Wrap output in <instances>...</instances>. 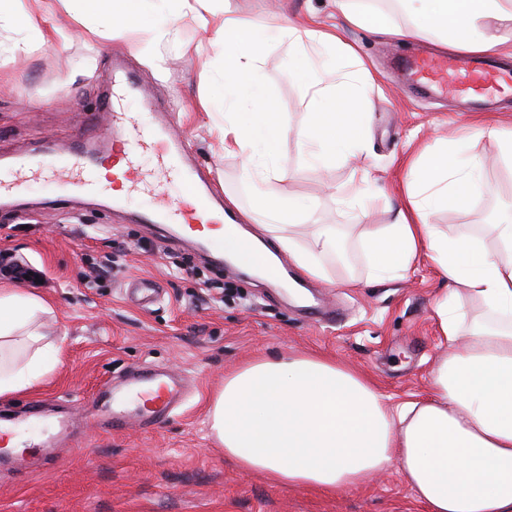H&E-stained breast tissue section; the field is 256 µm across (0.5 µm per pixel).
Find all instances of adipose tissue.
I'll return each instance as SVG.
<instances>
[{
  "mask_svg": "<svg viewBox=\"0 0 512 512\" xmlns=\"http://www.w3.org/2000/svg\"><path fill=\"white\" fill-rule=\"evenodd\" d=\"M407 25L379 10L336 0L352 25L394 40L434 38L458 51L512 54V0H400ZM278 28L298 39L278 17L243 23L225 16L217 29L224 47L225 153L244 159L252 191L250 214L261 233L276 236L308 276L324 279L326 257L337 248L336 227L315 224L316 207L282 199L272 186L282 167L272 152L287 133L255 73L265 34ZM321 45L308 83L314 105L301 144L311 165L361 150L366 122L360 82L368 68L338 71L336 60L355 56L340 34L310 30ZM333 111L320 106L325 97ZM250 113L248 123L239 113ZM494 141L512 165V120L489 121L448 139L413 161L404 179L405 203L392 223L361 241L372 281L403 275L419 249L448 278L436 315L448 353L431 374L425 395L388 406L385 396L346 365L316 354L258 358L224 379L212 401L210 434L241 468L285 486L333 491L356 486L397 465L425 512H512V223L490 225L489 238L442 232L435 211L483 195L482 164L467 155L470 138ZM314 223L311 245L281 235V223ZM224 256L258 277L269 276L275 256L260 236L224 227ZM478 299L486 313L468 321L461 296ZM48 304L21 288L0 289V397L25 390L46 370L51 348L37 323Z\"/></svg>",
  "mask_w": 512,
  "mask_h": 512,
  "instance_id": "obj_1",
  "label": "adipose tissue"
}]
</instances>
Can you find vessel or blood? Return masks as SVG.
<instances>
[{
  "label": "vessel or blood",
  "instance_id": "1",
  "mask_svg": "<svg viewBox=\"0 0 512 512\" xmlns=\"http://www.w3.org/2000/svg\"><path fill=\"white\" fill-rule=\"evenodd\" d=\"M397 66L418 87L435 93L451 89L470 96L472 104L479 107L486 105L488 94L500 89L505 80L502 65L471 57L448 56L435 63L414 55L398 59ZM139 93L135 74L113 66L104 77L98 103L104 123L94 136L78 137L65 152H46L26 169L9 170L6 177H0V200L13 198L35 178L65 195L111 197L113 206L120 207L124 196L113 195L111 183L100 177L102 168L111 165L120 168L126 194L143 190L156 195V202L140 212V223L173 231L186 242H203L209 254L223 255L224 242L213 235L227 222L223 201L211 193L185 143L174 133L171 120L146 116L141 122H132L125 102ZM164 186L181 187L182 193L160 198ZM128 392L137 398L131 413L116 403L111 386L99 390L94 403L105 430L118 431L132 421L146 430L162 428L186 396L176 378L163 369L139 371Z\"/></svg>",
  "mask_w": 512,
  "mask_h": 512
}]
</instances>
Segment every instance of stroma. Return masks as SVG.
I'll use <instances>...</instances> for the list:
<instances>
[{"label": "stroma", "instance_id": "stroma-1", "mask_svg": "<svg viewBox=\"0 0 512 512\" xmlns=\"http://www.w3.org/2000/svg\"><path fill=\"white\" fill-rule=\"evenodd\" d=\"M196 9V0H170L161 13L145 7L138 18L141 30H164L145 54L138 33L112 28L88 13L84 0H41L35 33L14 25V0H0V157L22 167L46 149L69 145L85 115L96 110L111 60L120 58L156 112L174 114L203 178L249 209L242 160L224 152V113L202 106L224 92L215 26L228 14L244 21L275 14L301 29L340 30L374 78L364 91L370 135L363 153L317 168L307 163L297 131L311 104L288 68L309 66L311 60L277 30L267 33L258 71L290 127L276 147L283 175L274 190L316 202L324 223L338 231L342 250L327 263L328 279L303 281L314 305L334 309L335 318L309 317L306 306L284 289L236 274L198 246L132 222V213L148 206L149 195H131L119 211L103 207L98 196L58 206L55 190L31 181L24 195L0 207V255L40 271L33 288L53 310L45 322L54 347L33 387L0 397V417H21L33 400L42 399L43 414L26 431L33 436L54 430L63 417H84L104 384L120 383L144 366L183 377L191 394L159 430L81 428L80 446L62 449L53 464L22 473L0 466V512H424L394 468L336 491L275 484L227 459L208 434L207 416L226 375L252 358L280 354L337 359L393 404L425 392L434 366L448 352L435 313L448 279L422 250L402 277L367 284L359 237L370 224L391 223L409 157L485 116H512V94L494 97L488 115L465 97L420 96L386 66L407 44L350 25L333 0H213L206 28L195 20ZM166 13L172 18L167 26L161 23ZM468 152L482 158L489 189L464 207L433 213L430 223L446 232H478L512 217V167L500 161L492 141L472 140ZM365 171L379 195L369 221L359 223L335 194L349 192ZM105 258L111 261L110 283L86 287L90 263ZM186 265L196 267V275L183 273ZM137 277L160 285L139 305L131 302L128 288ZM210 279L222 281L223 289L207 287Z\"/></svg>", "mask_w": 512, "mask_h": 512}]
</instances>
